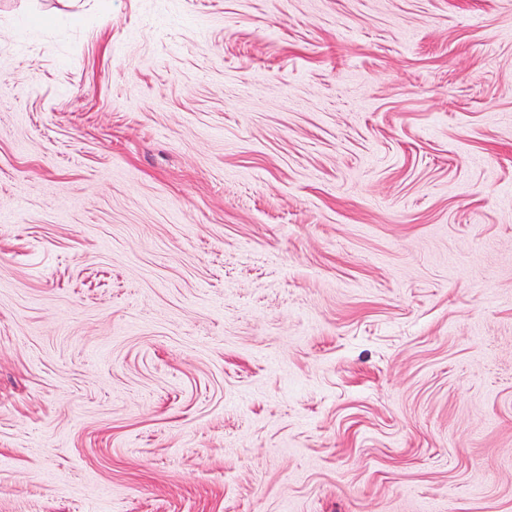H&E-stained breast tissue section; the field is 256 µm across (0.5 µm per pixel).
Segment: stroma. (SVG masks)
I'll return each instance as SVG.
<instances>
[{"label": "stroma", "mask_w": 512, "mask_h": 512, "mask_svg": "<svg viewBox=\"0 0 512 512\" xmlns=\"http://www.w3.org/2000/svg\"><path fill=\"white\" fill-rule=\"evenodd\" d=\"M0 512H512V0H0Z\"/></svg>", "instance_id": "1"}]
</instances>
